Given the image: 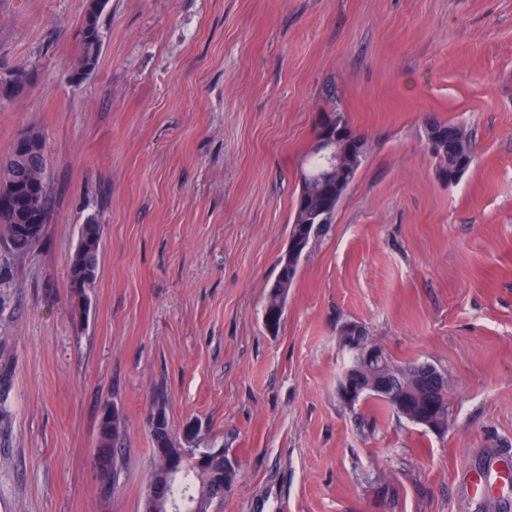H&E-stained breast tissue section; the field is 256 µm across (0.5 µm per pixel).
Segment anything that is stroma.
<instances>
[{"instance_id": "stroma-1", "label": "stroma", "mask_w": 512, "mask_h": 512, "mask_svg": "<svg viewBox=\"0 0 512 512\" xmlns=\"http://www.w3.org/2000/svg\"><path fill=\"white\" fill-rule=\"evenodd\" d=\"M87 0H0V157L47 154L39 241L0 244V512H142L147 424L242 463L217 512H512L463 476L512 464V0H109L81 83ZM368 154L312 238L277 333L263 306L323 112ZM476 161L437 175L426 122ZM102 275L78 312L69 262L89 219ZM363 323L401 361L447 371L446 433L338 399L337 340ZM124 419L118 491L92 467ZM28 78V74L22 70L0 69V99H8L21 90ZM121 437L114 425L112 426V408L105 406L98 421L92 460L98 495L104 500L111 499L118 487L117 475L120 473L119 463L124 451V448L120 447ZM99 457L105 462L102 469L96 468V460Z\"/></svg>"}]
</instances>
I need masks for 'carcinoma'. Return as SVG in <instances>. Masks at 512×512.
Returning <instances> with one entry per match:
<instances>
[{
	"mask_svg": "<svg viewBox=\"0 0 512 512\" xmlns=\"http://www.w3.org/2000/svg\"><path fill=\"white\" fill-rule=\"evenodd\" d=\"M104 10L101 0H89L80 35V59L72 79L80 81L93 70L101 51L100 18ZM28 81L22 70L0 69V99H8L21 90ZM458 125L448 121L432 120L427 123L426 135L441 137L439 147L433 152L438 160V170L452 173L460 153L448 152V137ZM328 171V158L313 151L307 159L301 177H309L319 183ZM0 186L9 190V207L0 211V227L17 242L15 251L24 253L39 240L48 215V178L42 176L41 162L26 153L11 151L9 164L4 166ZM346 190L331 187L324 191L316 186L309 193L296 195L290 216L289 237L310 236L321 233L332 223ZM38 226L34 234L28 233ZM104 237V225L92 219L81 226L80 244L69 263V288L71 297L82 304L85 290L94 287L100 277L99 255ZM297 270L278 263L277 275L269 286L264 304L265 325L271 332L280 328L284 302L282 294L292 287ZM383 374H378L358 364L347 356L344 365L353 368L352 380L359 389L358 396L347 408L353 410L362 402L375 401L390 410L396 417L434 433L448 431V409L442 397L435 399L432 413L423 421L416 420L422 407L424 387L417 377L415 363H402L389 352H384ZM162 416V422H154V415ZM148 423L154 447L147 475V486L160 487L154 494L145 490L142 512H170L177 508L182 512H215L217 504L224 502V494L231 493L242 473L240 460L223 448H213L204 456L194 453L181 457L170 437L169 420L163 395L154 396ZM121 434L112 426V408H103L97 428L93 459L105 462L102 469H94L98 495L104 500L112 498L118 487L117 475L123 456L120 447Z\"/></svg>",
	"mask_w": 512,
	"mask_h": 512,
	"instance_id": "cac0c4a2",
	"label": "carcinoma"
}]
</instances>
